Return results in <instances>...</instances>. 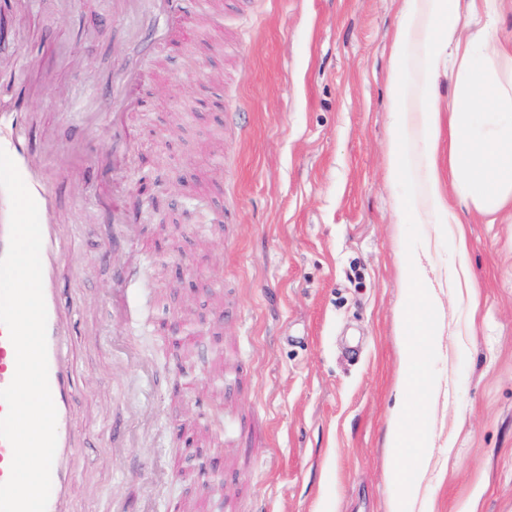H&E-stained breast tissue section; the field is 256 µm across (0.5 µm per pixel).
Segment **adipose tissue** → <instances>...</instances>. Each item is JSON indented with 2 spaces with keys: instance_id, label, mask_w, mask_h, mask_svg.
Here are the masks:
<instances>
[{
  "instance_id": "adipose-tissue-1",
  "label": "adipose tissue",
  "mask_w": 512,
  "mask_h": 512,
  "mask_svg": "<svg viewBox=\"0 0 512 512\" xmlns=\"http://www.w3.org/2000/svg\"><path fill=\"white\" fill-rule=\"evenodd\" d=\"M462 0H403L392 36L389 76L393 103L388 143L391 173L409 187L398 211L406 224H443L466 254L463 224L448 202L447 181L477 211L494 212L512 202V87L499 86L496 61L507 49L484 39L481 55L462 50ZM460 54L457 96L442 106L437 94L446 57ZM448 153V169L439 166ZM404 360L395 389L388 434L389 453L403 492L390 512H414L433 439L418 421L427 378L424 348L434 331L423 315L403 314Z\"/></svg>"
}]
</instances>
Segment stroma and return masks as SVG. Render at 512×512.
Wrapping results in <instances>:
<instances>
[{"label": "stroma", "mask_w": 512, "mask_h": 512, "mask_svg": "<svg viewBox=\"0 0 512 512\" xmlns=\"http://www.w3.org/2000/svg\"><path fill=\"white\" fill-rule=\"evenodd\" d=\"M400 2L212 0L191 33L158 38L147 10L131 33L129 0H0V100L25 89L35 143L69 151L60 282L82 301L74 418L93 443L73 512H163L173 498L213 512L179 439L194 425L209 432L198 450L219 451L213 482L233 512H389L401 266L425 251L442 279L459 261L432 225L398 221ZM127 65L148 77L116 138L107 99ZM133 189L120 234L138 264L116 310L112 210ZM455 210L480 305L444 298L452 333L425 352L445 397L427 409L441 447L416 512H512V221ZM174 316L206 329L179 394L162 332Z\"/></svg>", "instance_id": "1"}]
</instances>
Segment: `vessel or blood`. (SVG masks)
<instances>
[{
	"mask_svg": "<svg viewBox=\"0 0 512 512\" xmlns=\"http://www.w3.org/2000/svg\"><path fill=\"white\" fill-rule=\"evenodd\" d=\"M29 118V113L19 109L0 107V148L16 163L39 209L43 292L48 315L49 384L57 410V447L47 512H70L77 462L76 431L72 426L75 376L69 363V343L80 303L67 297L58 278L64 237L55 220V194L45 172V162L31 141ZM14 374L15 349L6 329L0 326V388L8 386Z\"/></svg>",
	"mask_w": 512,
	"mask_h": 512,
	"instance_id": "b4317fda",
	"label": "vessel or blood"
}]
</instances>
